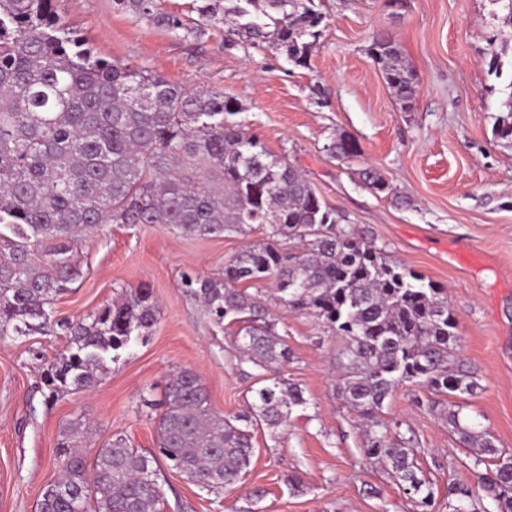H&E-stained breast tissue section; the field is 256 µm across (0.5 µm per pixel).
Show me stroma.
<instances>
[{"mask_svg":"<svg viewBox=\"0 0 512 512\" xmlns=\"http://www.w3.org/2000/svg\"><path fill=\"white\" fill-rule=\"evenodd\" d=\"M59 9L98 56L236 99V122L298 168L344 223L447 288L457 355L477 382L456 402L512 454V144L493 134L502 95L485 59L488 36L511 43L512 28H492L488 0H406L396 14L384 0H321L325 28L305 68L223 26L179 39L112 0H59ZM382 32L413 72L411 111L370 54ZM340 135L356 144V156L330 158L325 147ZM367 167L386 191L363 183ZM246 244L236 234L197 239L158 224H107L78 245L85 276L57 297V317L82 319L123 289L145 285L157 320L145 340L108 362L93 389L51 401L42 367L64 349L65 336L0 337V512H38L43 490L61 475L57 446L69 422L90 425V460L119 436L155 450L159 403L179 369L200 374L214 411H245L256 370L240 371L229 330L209 322L181 278H223L225 261ZM281 317L292 351L281 375L303 390L307 405L277 435L255 430L244 478L220 494L165 471L159 483L168 504H184L185 512H416L413 496L363 453L361 420L338 391L341 339L312 316ZM427 395L401 384L383 417L412 429L416 462L443 502L449 484L476 486L478 473L463 464L457 437L419 408ZM293 475L299 486L289 485Z\"/></svg>","mask_w":512,"mask_h":512,"instance_id":"1","label":"stroma"}]
</instances>
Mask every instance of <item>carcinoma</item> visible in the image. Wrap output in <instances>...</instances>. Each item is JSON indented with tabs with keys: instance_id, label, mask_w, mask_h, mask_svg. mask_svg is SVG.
Instances as JSON below:
<instances>
[{
	"instance_id": "1",
	"label": "carcinoma",
	"mask_w": 512,
	"mask_h": 512,
	"mask_svg": "<svg viewBox=\"0 0 512 512\" xmlns=\"http://www.w3.org/2000/svg\"><path fill=\"white\" fill-rule=\"evenodd\" d=\"M58 0H0V337L59 329L66 350L42 371L46 398L97 385L107 360L145 338L156 322L151 289L125 290L112 304L74 322L53 307L82 275L74 245L103 224H162L186 236L247 235L267 240L224 264V279L187 276L183 288L210 319L240 325V362L268 374L247 411L230 420L214 412L200 376L173 374L157 424L160 457L122 437L98 451L92 471L77 451L85 432L62 431L63 475L42 494L39 512H162L152 463L217 494L242 477L253 453L250 428L275 430L303 390L278 376L290 362L279 319L239 288L270 280L290 312L315 316L343 341L339 390L372 422L365 455L417 496L422 512H439L431 483L418 475L413 439L377 417L396 387H427L421 402L448 424L469 467L489 466L478 486H448V512H512V455L461 415L447 398L469 394L473 376L455 357L457 323L443 289L394 261L353 224H343L301 173L273 157L231 120L238 102L209 90L188 91L144 67L106 60L65 22ZM492 20L512 26V0H490ZM174 37L198 38L230 25L234 35L267 42L296 66L308 64L325 14L315 0H190L171 12L162 0H113ZM371 52L402 108L415 99L413 74L399 46L379 34ZM512 47L488 40V73L502 81L506 115L494 128L512 143ZM333 158L357 153L347 137L327 146ZM297 241L295 255L286 245ZM397 432H391V428Z\"/></svg>"
}]
</instances>
